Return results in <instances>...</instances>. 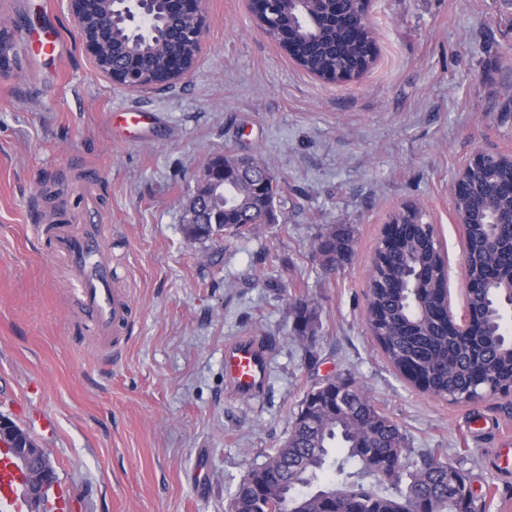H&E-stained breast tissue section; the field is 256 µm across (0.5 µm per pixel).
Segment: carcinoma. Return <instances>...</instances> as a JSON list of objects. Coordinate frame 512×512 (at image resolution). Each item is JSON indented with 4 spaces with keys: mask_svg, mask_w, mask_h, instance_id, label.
Masks as SVG:
<instances>
[{
    "mask_svg": "<svg viewBox=\"0 0 512 512\" xmlns=\"http://www.w3.org/2000/svg\"><path fill=\"white\" fill-rule=\"evenodd\" d=\"M296 5L286 21L294 46L293 60L308 73H357L375 44L370 24L363 22L361 0ZM153 30L132 31L116 13L112 33V62L124 67L137 63L160 78L167 60L183 52L182 22L163 7L153 13ZM271 174L258 160L238 162L237 175L227 183L197 188V199L209 211L208 223L185 224L188 241L205 243L219 237H244L262 224L275 223L278 182L272 180L265 196L255 184ZM461 198L454 209L463 217L492 205L498 226L499 251L489 266L487 235L480 224L469 225L464 241L472 267L481 269L489 288L469 297L475 318L485 326L481 336H461L444 314V281L437 275L440 256L426 212L406 205L390 218L404 217L400 231L407 250H384L372 262L366 326L389 363L402 375L413 372L425 391L453 403H476L512 389V341L498 332L495 301L512 289V160L496 153L488 164L464 174ZM353 233L347 224H325L312 251L322 272L336 274L350 263ZM423 279L422 305L413 300L410 286ZM294 319V340L316 359L318 306L307 296L288 303ZM412 453L400 427L380 409L369 390L353 374L336 376L325 388L312 385L295 413L288 436L252 469L230 499L236 512H485L469 476L459 466L426 452L409 465Z\"/></svg>",
    "mask_w": 512,
    "mask_h": 512,
    "instance_id": "1",
    "label": "carcinoma"
}]
</instances>
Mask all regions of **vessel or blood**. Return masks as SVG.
Masks as SVG:
<instances>
[{
  "label": "vessel or blood",
  "mask_w": 512,
  "mask_h": 512,
  "mask_svg": "<svg viewBox=\"0 0 512 512\" xmlns=\"http://www.w3.org/2000/svg\"><path fill=\"white\" fill-rule=\"evenodd\" d=\"M48 238L52 253L67 266L73 286V301L83 323L91 327L93 339L104 351L111 350L112 337L130 322L128 296L112 285L109 257L110 230L94 219L79 224L51 226ZM269 374V359L258 346L239 340L224 350V377L243 398L259 394ZM21 475L0 453V512H27L20 491Z\"/></svg>",
  "instance_id": "1"
}]
</instances>
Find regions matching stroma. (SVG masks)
Masks as SVG:
<instances>
[{
	"mask_svg": "<svg viewBox=\"0 0 512 512\" xmlns=\"http://www.w3.org/2000/svg\"><path fill=\"white\" fill-rule=\"evenodd\" d=\"M54 12L67 54L45 61L15 42L0 77V413L48 417L58 486L78 512H227L239 482L288 435L320 378L352 372L413 453L461 464L487 512H512V472L493 450L512 439V393L474 404L438 399L388 362L365 325L368 274L387 217L415 203L462 279L452 184L480 149L512 152V0H372L378 56L334 84L296 65L257 27L248 0H205L194 70L129 91L92 64L66 0H0V20ZM146 112L135 139L112 115ZM267 162L278 223L206 243L183 233V202L215 155ZM111 225L115 283L132 326L111 350L75 340L79 309L63 264L32 224ZM348 224L351 262L321 272L320 225ZM320 304L317 364L293 341L291 295ZM267 350L264 393L239 397L224 347Z\"/></svg>",
	"mask_w": 512,
	"mask_h": 512,
	"instance_id": "1",
	"label": "stroma"
}]
</instances>
